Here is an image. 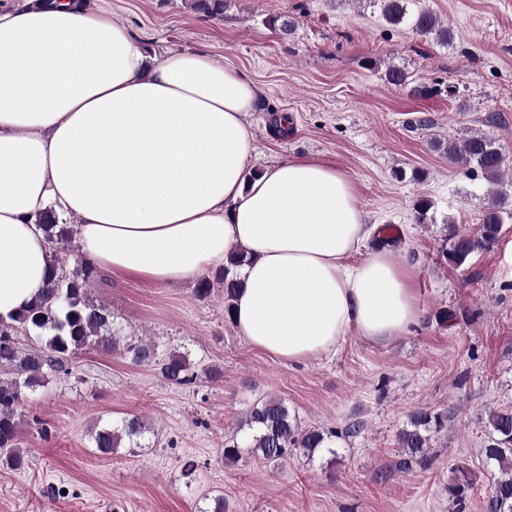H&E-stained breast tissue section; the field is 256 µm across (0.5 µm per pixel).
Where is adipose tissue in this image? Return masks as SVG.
Returning a JSON list of instances; mask_svg holds the SVG:
<instances>
[{"label": "adipose tissue", "instance_id": "obj_1", "mask_svg": "<svg viewBox=\"0 0 512 512\" xmlns=\"http://www.w3.org/2000/svg\"><path fill=\"white\" fill-rule=\"evenodd\" d=\"M258 88L210 55L146 57L82 0L0 10V314L31 303L56 261L39 215L77 217L95 268L156 287L247 250L233 324L290 363L337 352L350 330L386 342L421 310L411 267L363 247L348 174L290 158L248 172Z\"/></svg>", "mask_w": 512, "mask_h": 512}]
</instances>
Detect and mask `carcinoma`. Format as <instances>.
I'll list each match as a JSON object with an SVG mask.
<instances>
[{
	"label": "carcinoma",
	"mask_w": 512,
	"mask_h": 512,
	"mask_svg": "<svg viewBox=\"0 0 512 512\" xmlns=\"http://www.w3.org/2000/svg\"><path fill=\"white\" fill-rule=\"evenodd\" d=\"M382 15L391 25L400 24L407 15L408 0H380ZM193 10L208 17L224 14V0H191ZM411 27L419 35H433L441 43L453 41L451 31L440 25L437 16L428 10H419L411 18ZM385 81L394 86L410 84L409 74L402 68L390 66L384 73ZM431 147L443 152L452 162L467 165L481 172L492 184L499 182L505 159L495 140L487 135H470L460 142L435 138ZM512 219V197L496 190L482 218L480 234L470 236L451 233L446 252L448 260L462 265L476 250L492 248L499 240L505 218ZM48 244L54 253L67 249L72 227L57 222L53 212L39 217ZM245 250L232 252L218 278L224 286V316L232 319L234 300L242 287L240 269L249 261ZM72 273L63 272L57 264L41 296L29 308L7 318L0 316V367L11 369V377L0 378V465L21 470L27 464L25 454L18 448V408L50 374L69 371L68 357L86 347L116 348L120 335L114 332L107 310L95 305L87 296L88 283L96 269L83 259H74ZM31 337L35 346L22 350L16 336ZM125 351L132 354L138 364L155 365L168 382L183 386L194 383L196 374L187 357L170 352L161 357L154 344L128 340ZM446 416L427 410L417 411L410 417V426L398 432L397 444L402 448L396 468L411 470L429 462V432L443 427ZM487 444L482 448V462L497 465L499 475L491 486L484 503L485 512H512V407L500 409L490 415ZM246 433L245 446L232 438L224 443L223 457L227 463L239 460L246 451L267 462H281L292 453H300L308 461L314 455L328 451L333 439L359 433L360 425L353 423L338 432L324 427L302 428L290 417L288 407L278 398L262 399L255 403L240 425ZM148 427L137 416L123 418L91 432V442L96 452L110 456L123 440L138 445ZM454 477L448 484V496L460 504L466 500L474 485V472L467 463L453 469Z\"/></svg>",
	"instance_id": "obj_1"
}]
</instances>
